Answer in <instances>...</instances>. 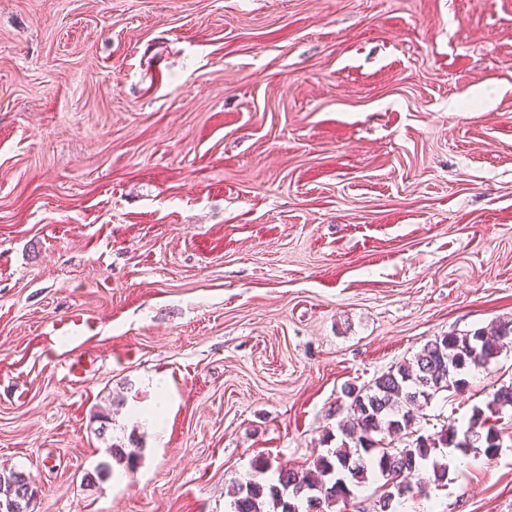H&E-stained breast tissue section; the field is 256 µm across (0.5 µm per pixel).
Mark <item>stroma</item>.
Listing matches in <instances>:
<instances>
[{
	"instance_id": "1",
	"label": "stroma",
	"mask_w": 512,
	"mask_h": 512,
	"mask_svg": "<svg viewBox=\"0 0 512 512\" xmlns=\"http://www.w3.org/2000/svg\"><path fill=\"white\" fill-rule=\"evenodd\" d=\"M509 319L512 0H0V465L36 512H232L340 444L347 388ZM510 383L512 348L422 434ZM495 425L398 512H512ZM133 447L124 448L122 445L112 443L110 446L111 451H105L107 458L110 460L99 462L93 472H85L81 483H84L86 486H92L109 478L112 475V460L119 464L125 463L129 470L132 469L135 466L141 449L138 443ZM38 489L29 473L14 467H0V502L21 498L35 501Z\"/></svg>"
}]
</instances>
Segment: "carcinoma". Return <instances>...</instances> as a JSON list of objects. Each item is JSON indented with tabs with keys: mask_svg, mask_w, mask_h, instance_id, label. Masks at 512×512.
<instances>
[{
	"mask_svg": "<svg viewBox=\"0 0 512 512\" xmlns=\"http://www.w3.org/2000/svg\"><path fill=\"white\" fill-rule=\"evenodd\" d=\"M511 344L512 319L499 323L491 332L479 328L428 340L410 361L375 378L365 392L347 391L352 413L342 424L343 439L338 448L318 456L305 471L280 467L271 482L249 479L238 484L231 504L233 512H330L371 478L382 481L380 512H388L394 500L448 479V463L438 459L442 449L476 450L494 456L499 432L482 410H475L461 429L444 425L427 436L415 430L416 410L442 392L459 390L466 383L464 375L489 365ZM506 407L512 408V384L500 387L487 404L492 413ZM391 433H403L412 441L394 448L385 442ZM139 451L137 444L132 448L111 444L107 460L84 473L82 483L92 486L109 478L114 461L133 468ZM37 495L30 474L0 467V502L18 498L30 502Z\"/></svg>",
	"mask_w": 512,
	"mask_h": 512,
	"instance_id": "obj_1",
	"label": "carcinoma"
}]
</instances>
